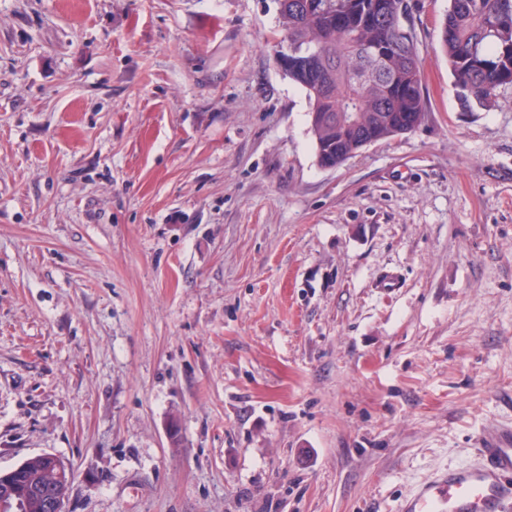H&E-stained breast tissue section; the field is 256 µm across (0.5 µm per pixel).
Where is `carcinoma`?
<instances>
[{
    "label": "carcinoma",
    "instance_id": "obj_1",
    "mask_svg": "<svg viewBox=\"0 0 512 512\" xmlns=\"http://www.w3.org/2000/svg\"><path fill=\"white\" fill-rule=\"evenodd\" d=\"M376 2L278 0L283 41L307 50L288 77L306 90L311 111L326 117L311 131L339 160L358 150L343 115L386 113L366 128L381 141L426 116L419 51L401 23L404 0H383L384 22L361 25ZM441 41L464 105L486 106L512 86V0H449Z\"/></svg>",
    "mask_w": 512,
    "mask_h": 512
}]
</instances>
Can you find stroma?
Listing matches in <instances>:
<instances>
[{
    "label": "stroma",
    "instance_id": "stroma-1",
    "mask_svg": "<svg viewBox=\"0 0 512 512\" xmlns=\"http://www.w3.org/2000/svg\"><path fill=\"white\" fill-rule=\"evenodd\" d=\"M406 2L427 116L326 169L276 0H0V470L397 512L512 425V86L465 107ZM37 461L49 473L57 486L56 494L46 500L45 508L48 512H66L68 495L63 490L68 488L73 480V474L68 464L60 457L50 454H38Z\"/></svg>",
    "mask_w": 512,
    "mask_h": 512
}]
</instances>
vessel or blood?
<instances>
[{"label":"vessel or blood","mask_w":512,"mask_h":512,"mask_svg":"<svg viewBox=\"0 0 512 512\" xmlns=\"http://www.w3.org/2000/svg\"><path fill=\"white\" fill-rule=\"evenodd\" d=\"M465 468L440 469L399 512H512V426L490 430Z\"/></svg>","instance_id":"1"}]
</instances>
